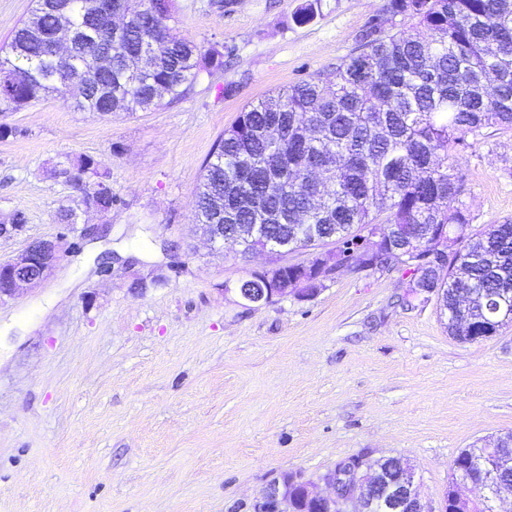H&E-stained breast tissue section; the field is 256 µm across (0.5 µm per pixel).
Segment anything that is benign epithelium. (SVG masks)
Returning a JSON list of instances; mask_svg holds the SVG:
<instances>
[{
  "instance_id": "benign-epithelium-1",
  "label": "benign epithelium",
  "mask_w": 512,
  "mask_h": 512,
  "mask_svg": "<svg viewBox=\"0 0 512 512\" xmlns=\"http://www.w3.org/2000/svg\"><path fill=\"white\" fill-rule=\"evenodd\" d=\"M203 236L214 248H224V225H201ZM62 234L54 238L37 239L12 259L0 263V302L14 299L24 291L43 281L59 262L63 243ZM239 298L247 305L267 303L275 295L288 293L271 283H262L252 290L235 289ZM506 466L504 459L496 452H490L477 470L457 480V485L472 483L485 493L488 512H500L498 502L504 491L512 492V485L505 488L500 483V473ZM302 485L306 502L315 512H370L377 490L385 492L390 512H433L422 500L420 488L413 468L405 464L399 479L387 482L372 463H361L350 467L347 473V488L338 489L335 474H322L317 480L286 475L275 478L251 504L252 512H291V485Z\"/></svg>"
}]
</instances>
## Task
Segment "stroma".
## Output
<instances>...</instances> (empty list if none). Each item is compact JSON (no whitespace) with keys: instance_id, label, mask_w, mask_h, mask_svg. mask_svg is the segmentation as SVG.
<instances>
[{"instance_id":"obj_1","label":"stroma","mask_w":512,"mask_h":512,"mask_svg":"<svg viewBox=\"0 0 512 512\" xmlns=\"http://www.w3.org/2000/svg\"><path fill=\"white\" fill-rule=\"evenodd\" d=\"M301 3L173 0L181 34L229 55L176 103L102 116L49 95L0 112V222L27 217L0 261L64 232L62 156L101 161L114 199L86 218L102 234L0 303V512H249L274 477L366 453L409 460L442 512L460 451L512 431V325L454 339L397 266L247 306L241 280L335 245L244 257L200 236V168L242 108L332 74L387 0H320L308 23ZM460 157L473 229L512 221V132L484 129Z\"/></svg>"}]
</instances>
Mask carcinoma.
Wrapping results in <instances>:
<instances>
[{
    "mask_svg": "<svg viewBox=\"0 0 512 512\" xmlns=\"http://www.w3.org/2000/svg\"><path fill=\"white\" fill-rule=\"evenodd\" d=\"M385 10L408 23L336 64L334 77L274 91L245 108L204 161L195 223L259 224L255 239L230 244L245 254L270 239L292 243L314 231L337 244L342 266L394 264L408 287L437 295L448 335L474 342L503 326L495 313L459 309L463 290L512 298V221L473 232L456 205L459 148L487 127L512 130V0H388ZM123 22L92 15L88 0H35L0 47V112H16L56 94L81 112L148 111L183 98L224 54L179 34L172 0H112ZM330 183L306 180L310 158ZM59 175L76 196L61 211L77 223L83 205L112 210L98 197L109 173L78 156ZM418 242L403 256L404 236ZM447 271V280L440 271ZM486 450L474 444L452 475L473 469Z\"/></svg>",
    "mask_w": 512,
    "mask_h": 512,
    "instance_id": "cac0c4a2",
    "label": "carcinoma"
}]
</instances>
